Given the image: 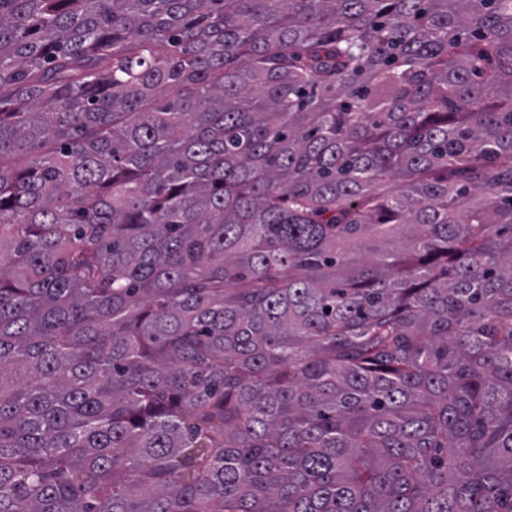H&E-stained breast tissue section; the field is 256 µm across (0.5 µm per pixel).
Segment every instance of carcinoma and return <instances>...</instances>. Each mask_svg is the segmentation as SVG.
I'll return each instance as SVG.
<instances>
[{
    "mask_svg": "<svg viewBox=\"0 0 512 512\" xmlns=\"http://www.w3.org/2000/svg\"><path fill=\"white\" fill-rule=\"evenodd\" d=\"M0 512H512V0H0Z\"/></svg>",
    "mask_w": 512,
    "mask_h": 512,
    "instance_id": "carcinoma-1",
    "label": "carcinoma"
}]
</instances>
